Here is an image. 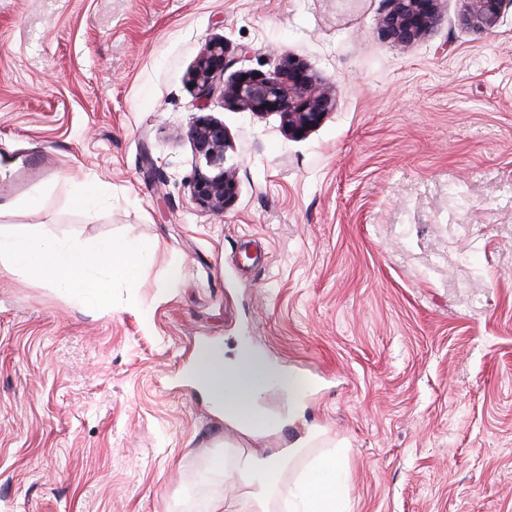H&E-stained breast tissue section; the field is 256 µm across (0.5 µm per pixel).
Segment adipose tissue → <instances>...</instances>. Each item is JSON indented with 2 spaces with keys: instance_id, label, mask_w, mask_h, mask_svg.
<instances>
[{
  "instance_id": "adipose-tissue-1",
  "label": "adipose tissue",
  "mask_w": 512,
  "mask_h": 512,
  "mask_svg": "<svg viewBox=\"0 0 512 512\" xmlns=\"http://www.w3.org/2000/svg\"><path fill=\"white\" fill-rule=\"evenodd\" d=\"M148 257V250L131 239L83 245L40 229L0 228L1 265L20 275H40L97 310L111 309L114 281L137 285ZM269 378L267 366L255 355L228 364L222 351L206 350L195 366L197 383L230 411L233 427L252 437L266 432L257 396ZM316 437V430L310 428L285 447L243 458L236 468L244 488L237 512H345L342 488L347 474L339 449L314 457L292 482L285 484L278 478L283 466L304 454Z\"/></svg>"
}]
</instances>
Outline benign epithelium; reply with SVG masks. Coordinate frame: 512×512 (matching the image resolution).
<instances>
[{
    "instance_id": "1",
    "label": "benign epithelium",
    "mask_w": 512,
    "mask_h": 512,
    "mask_svg": "<svg viewBox=\"0 0 512 512\" xmlns=\"http://www.w3.org/2000/svg\"><path fill=\"white\" fill-rule=\"evenodd\" d=\"M512 0H462V21L472 31L492 32L499 24L505 4ZM388 7L377 19L379 36L409 44L426 36L438 20L440 0H385ZM224 40L210 41L188 72V81L201 96L218 97L224 107L250 112H277L282 129L300 139L318 127L335 107L333 89L310 72L300 58L288 55L267 75L240 69L237 76L220 87L224 73ZM197 166L190 183V197L201 209L224 213L237 197L234 144L224 124L201 116L189 131Z\"/></svg>"
}]
</instances>
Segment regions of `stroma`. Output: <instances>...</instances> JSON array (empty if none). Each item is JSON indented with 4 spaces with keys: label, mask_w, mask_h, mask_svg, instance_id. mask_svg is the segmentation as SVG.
I'll return each instance as SVG.
<instances>
[{
    "label": "stroma",
    "mask_w": 512,
    "mask_h": 512,
    "mask_svg": "<svg viewBox=\"0 0 512 512\" xmlns=\"http://www.w3.org/2000/svg\"><path fill=\"white\" fill-rule=\"evenodd\" d=\"M384 7L0 0V151L44 158L18 189L0 168V226L153 247L108 311L0 266V512H202L236 499L237 458L311 425L280 478L343 449L347 512H512V6L478 34L440 0L409 45L378 37ZM215 38L225 80L293 54L335 109L291 139L201 98L186 75ZM202 115L235 145L221 214L190 198ZM206 344L279 374L274 433L187 379Z\"/></svg>",
    "instance_id": "obj_1"
}]
</instances>
